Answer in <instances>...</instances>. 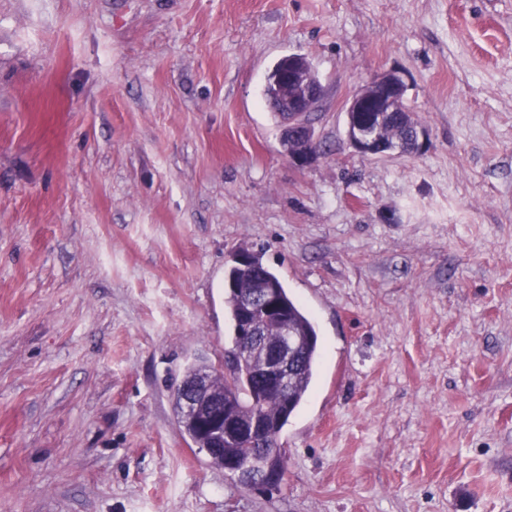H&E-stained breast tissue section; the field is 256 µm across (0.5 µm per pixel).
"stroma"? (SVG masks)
<instances>
[{
	"label": "stroma",
	"mask_w": 512,
	"mask_h": 512,
	"mask_svg": "<svg viewBox=\"0 0 512 512\" xmlns=\"http://www.w3.org/2000/svg\"><path fill=\"white\" fill-rule=\"evenodd\" d=\"M388 71L427 145L363 159L343 108ZM240 247L321 345L270 493L172 396ZM0 512H512V0H0ZM266 85L272 88L268 103L274 110V117L279 120L277 112L285 114L281 146L291 162L305 167L316 156L318 147L315 131L309 122L311 112L324 95L318 73L305 55L288 54L278 60L268 75ZM291 143L294 144L292 147Z\"/></svg>",
	"instance_id": "stroma-1"
}]
</instances>
